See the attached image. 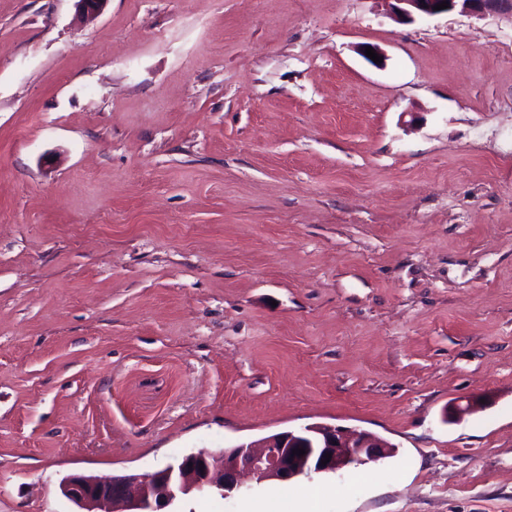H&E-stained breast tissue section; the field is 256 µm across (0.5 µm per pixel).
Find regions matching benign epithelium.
Here are the masks:
<instances>
[{"mask_svg": "<svg viewBox=\"0 0 512 512\" xmlns=\"http://www.w3.org/2000/svg\"><path fill=\"white\" fill-rule=\"evenodd\" d=\"M448 2V8L433 6ZM394 16L412 22L455 9L481 17L512 13V0H395ZM306 454L298 456L294 450ZM393 445L365 431L312 424L258 441L241 443L214 454L201 449L149 475L111 477L74 474L62 483L64 495L82 512H164L178 498L194 491L216 489L222 496L236 490L242 475L261 483L290 481L302 474L336 473L356 462H375L388 456ZM331 458H326V455ZM327 464H321V461Z\"/></svg>", "mask_w": 512, "mask_h": 512, "instance_id": "obj_1", "label": "benign epithelium"}]
</instances>
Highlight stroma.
Here are the masks:
<instances>
[{
  "label": "stroma",
  "instance_id": "1",
  "mask_svg": "<svg viewBox=\"0 0 512 512\" xmlns=\"http://www.w3.org/2000/svg\"><path fill=\"white\" fill-rule=\"evenodd\" d=\"M310 424L175 512H512V15L0 0V512ZM298 448L306 454H292ZM392 448L389 442L365 431L312 424L241 443L220 454L201 449L185 455L177 466L149 475H70L64 479L62 491L82 509L79 512H174L163 509L193 491L216 489L225 497L238 488L244 474L261 483L290 481L306 472L336 473L355 462L382 459ZM327 454L331 458H326ZM325 459L329 462L322 465ZM188 463H192L191 468Z\"/></svg>",
  "mask_w": 512,
  "mask_h": 512
}]
</instances>
